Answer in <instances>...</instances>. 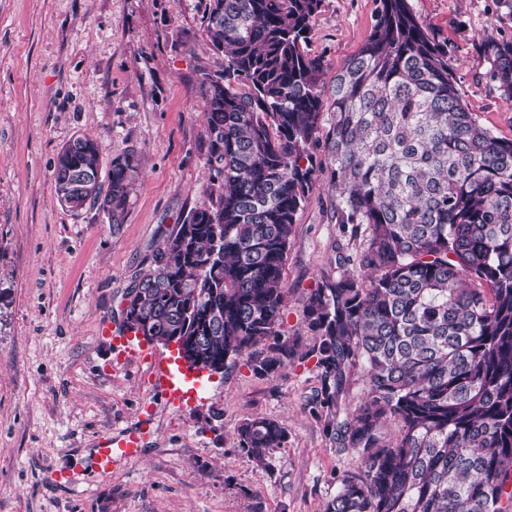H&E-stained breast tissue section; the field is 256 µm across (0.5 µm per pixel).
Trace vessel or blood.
Segmentation results:
<instances>
[{"mask_svg": "<svg viewBox=\"0 0 512 512\" xmlns=\"http://www.w3.org/2000/svg\"><path fill=\"white\" fill-rule=\"evenodd\" d=\"M100 332L104 335L114 334L125 358L156 370L170 402L180 404L191 400L197 394L198 389L194 386L186 389L175 387V380L182 374L181 368L176 366L173 358L158 353L152 344L131 332H112L111 323L107 320L102 322ZM148 423V418L144 417L135 426L128 428L121 438L102 437L97 443V465L100 470L106 472L115 469L121 462L137 457L144 437L149 432Z\"/></svg>", "mask_w": 512, "mask_h": 512, "instance_id": "b4317fda", "label": "vessel or blood"}]
</instances>
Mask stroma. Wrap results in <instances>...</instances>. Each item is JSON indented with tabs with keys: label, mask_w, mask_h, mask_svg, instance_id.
I'll return each mask as SVG.
<instances>
[{
	"label": "stroma",
	"mask_w": 512,
	"mask_h": 512,
	"mask_svg": "<svg viewBox=\"0 0 512 512\" xmlns=\"http://www.w3.org/2000/svg\"><path fill=\"white\" fill-rule=\"evenodd\" d=\"M206 0H0V512H322L353 466L324 432L322 382L303 319L312 289L335 278L327 170L297 215L284 275L283 328L300 352L269 376L248 367L203 376L168 402L147 365L100 336L140 272L192 211L210 206L201 86L222 71ZM448 47L458 91L479 123L512 139V102L486 78L481 37L512 40L502 0H410ZM375 0H323L308 51L338 70L366 40ZM87 135L103 162L126 152L137 179L124 224L71 211L54 165ZM151 408L138 457L98 473L96 444ZM267 417L287 431L267 467L236 428Z\"/></svg>",
	"instance_id": "stroma-1"
}]
</instances>
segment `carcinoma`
Returning a JSON list of instances; mask_svg holds the SVG:
<instances>
[{"instance_id":"1","label":"carcinoma","mask_w":512,"mask_h":512,"mask_svg":"<svg viewBox=\"0 0 512 512\" xmlns=\"http://www.w3.org/2000/svg\"><path fill=\"white\" fill-rule=\"evenodd\" d=\"M323 0H209L205 31L224 71L203 82L211 206L151 256L123 309L127 330L179 344L189 366L242 362L268 375L292 359L284 265L323 145L341 236L336 279L303 315L318 336L324 430L355 459L324 512H512V139L463 103L448 48L409 0H376L359 51L331 79L306 46ZM490 83L512 101V41L482 37ZM137 165L102 166L78 136L54 186L72 211L125 221ZM366 394L345 404L352 375ZM389 419L400 436L384 438ZM264 467L288 435L242 422Z\"/></svg>"}]
</instances>
